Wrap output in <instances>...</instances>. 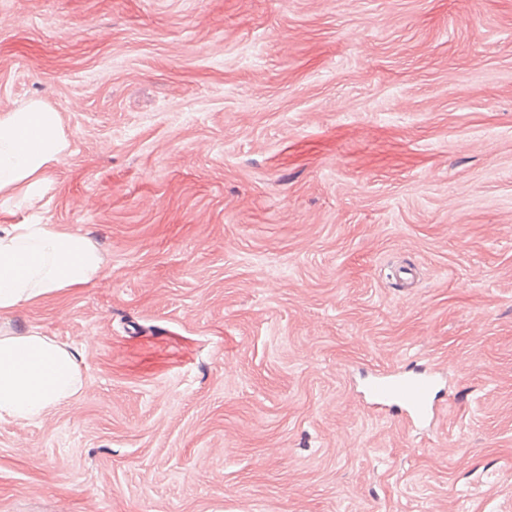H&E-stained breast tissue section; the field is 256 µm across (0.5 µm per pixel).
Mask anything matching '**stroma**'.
<instances>
[{
  "label": "stroma",
  "mask_w": 512,
  "mask_h": 512,
  "mask_svg": "<svg viewBox=\"0 0 512 512\" xmlns=\"http://www.w3.org/2000/svg\"><path fill=\"white\" fill-rule=\"evenodd\" d=\"M0 225L93 286L10 319L85 387L0 421V512H512V0H0ZM436 371L412 430L374 372ZM67 148L57 112L39 103L11 112L0 120V190L38 193L43 172Z\"/></svg>",
  "instance_id": "1"
}]
</instances>
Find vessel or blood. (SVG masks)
I'll return each mask as SVG.
<instances>
[{
    "label": "vessel or blood",
    "instance_id": "b4317fda",
    "mask_svg": "<svg viewBox=\"0 0 512 512\" xmlns=\"http://www.w3.org/2000/svg\"><path fill=\"white\" fill-rule=\"evenodd\" d=\"M433 389V378L421 371L395 378L378 377L367 385L368 394L377 404L392 403L404 411L411 423L428 416Z\"/></svg>",
    "mask_w": 512,
    "mask_h": 512
}]
</instances>
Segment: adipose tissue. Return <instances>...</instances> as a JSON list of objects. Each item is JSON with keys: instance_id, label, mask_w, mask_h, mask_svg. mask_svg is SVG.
<instances>
[{"instance_id": "adipose-tissue-1", "label": "adipose tissue", "mask_w": 512, "mask_h": 512, "mask_svg": "<svg viewBox=\"0 0 512 512\" xmlns=\"http://www.w3.org/2000/svg\"><path fill=\"white\" fill-rule=\"evenodd\" d=\"M56 112L35 103L0 120V190L40 191L45 169L66 152ZM104 272L98 246L55 224L0 228V314L69 289L94 285ZM77 349L36 327L0 330V421L30 424L79 395Z\"/></svg>"}]
</instances>
